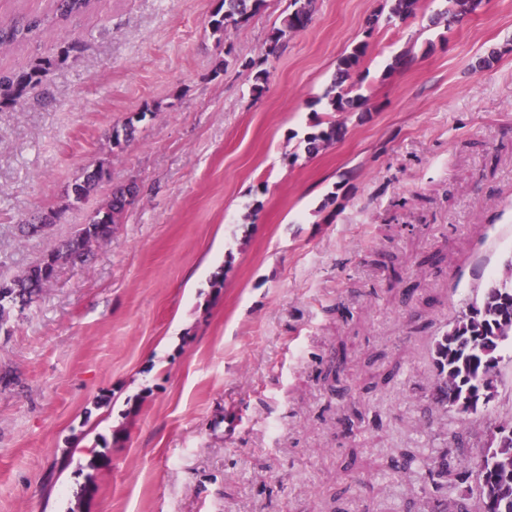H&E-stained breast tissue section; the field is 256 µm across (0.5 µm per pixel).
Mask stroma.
Here are the masks:
<instances>
[{
    "mask_svg": "<svg viewBox=\"0 0 512 512\" xmlns=\"http://www.w3.org/2000/svg\"><path fill=\"white\" fill-rule=\"evenodd\" d=\"M216 3L96 0L0 49L9 72L90 44L0 111V280L113 185L140 187L111 242L61 263L0 331V512H424V462L455 433L478 461L512 419L508 360L477 414L431 404L435 341L476 297L462 274L512 201V0L449 29L419 0L372 31L386 0H317L258 70L289 0L223 38ZM361 43L367 105L306 154ZM140 111L135 141L112 146ZM102 160L111 180L67 207ZM50 208L56 223L21 238Z\"/></svg>",
    "mask_w": 512,
    "mask_h": 512,
    "instance_id": "stroma-1",
    "label": "stroma"
}]
</instances>
